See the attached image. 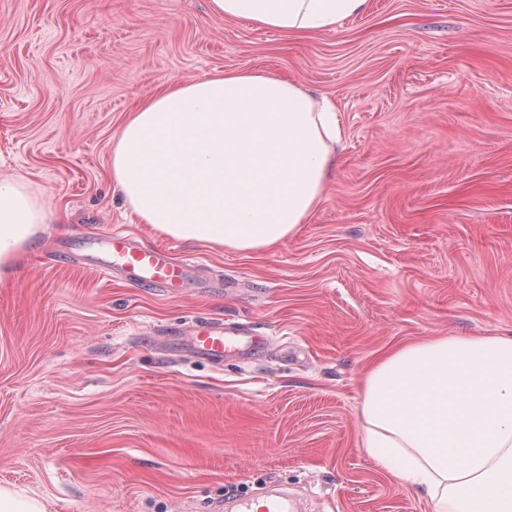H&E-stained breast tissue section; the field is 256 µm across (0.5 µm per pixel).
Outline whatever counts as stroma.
Segmentation results:
<instances>
[{"label":"stroma","instance_id":"1","mask_svg":"<svg viewBox=\"0 0 512 512\" xmlns=\"http://www.w3.org/2000/svg\"><path fill=\"white\" fill-rule=\"evenodd\" d=\"M258 70L333 99L322 199L264 252L157 234L109 177L145 96ZM51 216L0 280V487L47 512H215L269 483L308 512H433L367 456L361 383L386 351L512 335V0H368L288 38L208 0H0V179ZM121 230L194 263L171 293L63 244ZM205 320L266 338L215 363Z\"/></svg>","mask_w":512,"mask_h":512}]
</instances>
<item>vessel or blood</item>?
Instances as JSON below:
<instances>
[{
    "label": "vessel or blood",
    "mask_w": 512,
    "mask_h": 512,
    "mask_svg": "<svg viewBox=\"0 0 512 512\" xmlns=\"http://www.w3.org/2000/svg\"><path fill=\"white\" fill-rule=\"evenodd\" d=\"M85 248L93 253L91 269L105 277L118 273L139 286L167 289L184 287L189 277L187 266L173 262L166 248L141 245L120 231L109 234L101 254H94L93 243ZM264 342L262 336L243 335L221 321L210 323L191 339L199 356L213 360L242 349L259 350ZM292 507L287 491L274 490L237 499L231 512H291Z\"/></svg>",
    "instance_id": "b4317fda"
}]
</instances>
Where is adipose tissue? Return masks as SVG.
<instances>
[{
  "label": "adipose tissue",
  "instance_id": "adipose-tissue-1",
  "mask_svg": "<svg viewBox=\"0 0 512 512\" xmlns=\"http://www.w3.org/2000/svg\"><path fill=\"white\" fill-rule=\"evenodd\" d=\"M368 0H210L213 13L287 36L331 30ZM337 108L296 81L225 71L129 112L110 177L140 223L182 241L270 251L319 204ZM50 217L24 177L0 181V273ZM367 455L434 512H512V335L440 336L386 353L366 375Z\"/></svg>",
  "mask_w": 512,
  "mask_h": 512
}]
</instances>
